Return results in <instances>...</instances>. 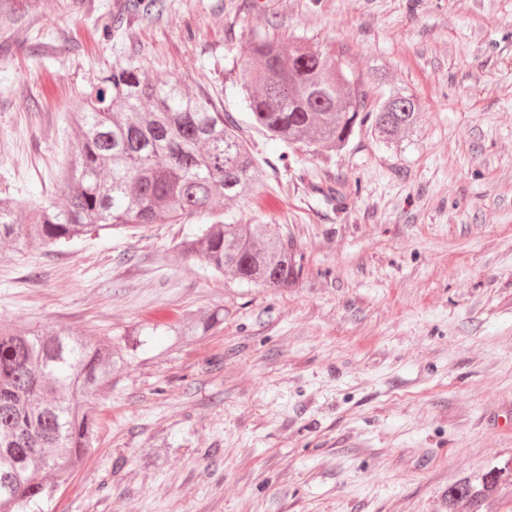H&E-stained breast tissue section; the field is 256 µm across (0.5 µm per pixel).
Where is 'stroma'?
Wrapping results in <instances>:
<instances>
[{"label": "stroma", "instance_id": "stroma-1", "mask_svg": "<svg viewBox=\"0 0 512 512\" xmlns=\"http://www.w3.org/2000/svg\"><path fill=\"white\" fill-rule=\"evenodd\" d=\"M124 2L18 0L0 195L57 200L69 112L132 65L244 123L266 176L238 218L280 225L304 271L288 288L213 275L177 249L193 221L0 244L1 325L128 350L95 452L44 512H448L449 486L512 466V0H168L152 22ZM264 36L345 47L373 102L384 68L417 129L329 154L247 126L235 64ZM217 310L171 345L165 325Z\"/></svg>", "mask_w": 512, "mask_h": 512}]
</instances>
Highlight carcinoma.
Segmentation results:
<instances>
[{"label":"carcinoma","mask_w":512,"mask_h":512,"mask_svg":"<svg viewBox=\"0 0 512 512\" xmlns=\"http://www.w3.org/2000/svg\"><path fill=\"white\" fill-rule=\"evenodd\" d=\"M168 0H127L152 20ZM237 82L253 127L289 145L340 152L363 126L393 147L416 128L420 107L392 86L376 107L339 56L275 37L251 41L237 60ZM74 145L57 180L62 199L36 204L0 197V242L58 247L106 229L180 224L218 202L243 209L263 172L242 126L228 112L118 65L82 95L70 122ZM187 260L260 288H288L303 257L277 224H243L233 212L182 239ZM215 314L165 325L172 345L207 333ZM126 361L107 340L66 329L0 327V512H41L72 470L95 451L94 402ZM497 471L448 488V512H479L493 497Z\"/></svg>","instance_id":"1"}]
</instances>
